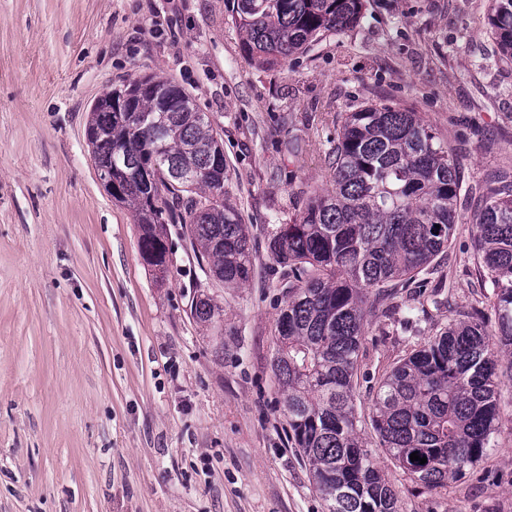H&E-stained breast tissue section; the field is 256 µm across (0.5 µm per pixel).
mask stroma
<instances>
[{
    "instance_id": "1",
    "label": "stroma",
    "mask_w": 512,
    "mask_h": 512,
    "mask_svg": "<svg viewBox=\"0 0 512 512\" xmlns=\"http://www.w3.org/2000/svg\"><path fill=\"white\" fill-rule=\"evenodd\" d=\"M491 0H363L359 23L286 67L243 50L233 0H0V512H325L283 412L267 238L332 185L344 113L387 104L448 144L464 187L512 172V61ZM145 75L172 79L222 137L252 277L220 288L179 227L164 281L129 207L101 184L89 110ZM296 143L301 159L288 156ZM425 285L371 308L354 378L360 436L401 512H512V423L447 486L417 484L370 426L381 375L446 327L496 316L469 218ZM224 334L190 315L196 290Z\"/></svg>"
}]
</instances>
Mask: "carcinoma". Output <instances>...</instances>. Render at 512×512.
<instances>
[{"mask_svg": "<svg viewBox=\"0 0 512 512\" xmlns=\"http://www.w3.org/2000/svg\"><path fill=\"white\" fill-rule=\"evenodd\" d=\"M361 11L362 0H236L233 19L247 55L284 64L357 24ZM489 23L512 58V0H495ZM87 134L95 164L112 168V199L134 210L139 250L153 256L156 279L171 253L166 225L180 224L208 278L226 288L249 282L251 237L226 198L221 136L190 95L168 79L136 80L93 105ZM326 158L332 189L309 197L268 237L287 288L274 371L326 512H400L399 492L359 437L354 376L368 306L448 249L459 168L417 113L385 104L345 113ZM161 171L175 176L160 181ZM472 236L496 299L498 345L478 314L451 320L386 373L372 397L380 447L427 489L479 462L501 424L499 366L503 351L512 354V181L486 188ZM190 313L224 335L209 295L197 294ZM414 452L427 462L411 461Z\"/></svg>", "mask_w": 512, "mask_h": 512, "instance_id": "cac0c4a2", "label": "carcinoma"}]
</instances>
